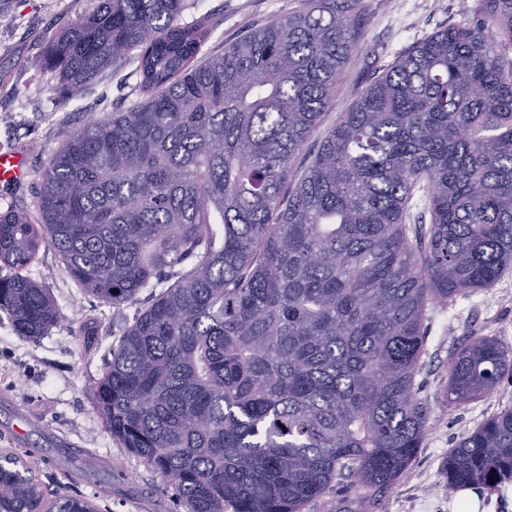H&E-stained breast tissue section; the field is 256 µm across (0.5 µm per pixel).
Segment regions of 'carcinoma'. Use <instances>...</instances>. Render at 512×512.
<instances>
[{
  "label": "carcinoma",
  "mask_w": 512,
  "mask_h": 512,
  "mask_svg": "<svg viewBox=\"0 0 512 512\" xmlns=\"http://www.w3.org/2000/svg\"><path fill=\"white\" fill-rule=\"evenodd\" d=\"M304 2L200 60L212 24L180 23L185 0H95L45 66L72 100L135 51L141 101L63 141L34 212H0V310L23 338L60 318L27 275L42 246L107 305L159 289L94 400L187 512H306L342 479L391 486L428 432V311L512 271V0L400 56L300 173L357 34L351 0ZM446 371L451 410L512 378V346L467 336ZM439 475L512 483V408ZM0 497L43 491L24 475Z\"/></svg>",
  "instance_id": "carcinoma-1"
}]
</instances>
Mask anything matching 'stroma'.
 Masks as SVG:
<instances>
[{
    "mask_svg": "<svg viewBox=\"0 0 512 512\" xmlns=\"http://www.w3.org/2000/svg\"><path fill=\"white\" fill-rule=\"evenodd\" d=\"M302 0H187L183 22L210 16L216 26L205 52L217 54L246 30L300 8ZM93 0H0V149L22 150L25 183L0 186V211L34 209L39 175L68 134L83 123L126 111L140 81L134 59L106 72L84 94L65 101L54 73L43 65L53 34L91 8ZM358 35L339 77L336 98L324 121L347 111L369 82L418 42L452 25L475 26L479 0H356ZM30 277L49 288L60 320L47 336H17L0 311V455L19 458L47 490L80 494L98 512H186L159 475L112 438L96 410L93 391L125 329L154 297L112 307L88 296L65 272L53 250L40 249ZM93 326L97 338L79 331ZM465 336H495L512 345V272L494 287L437 309L430 323L425 367L420 375L429 398L446 376L445 361ZM512 407V381L482 398L443 412L434 408L426 438L409 470L390 488L371 493L342 482L307 512H452L454 491L438 474L449 448L494 413ZM40 429L14 442L19 409Z\"/></svg>",
    "mask_w": 512,
    "mask_h": 512,
    "instance_id": "35a3bbf8",
    "label": "stroma"
}]
</instances>
